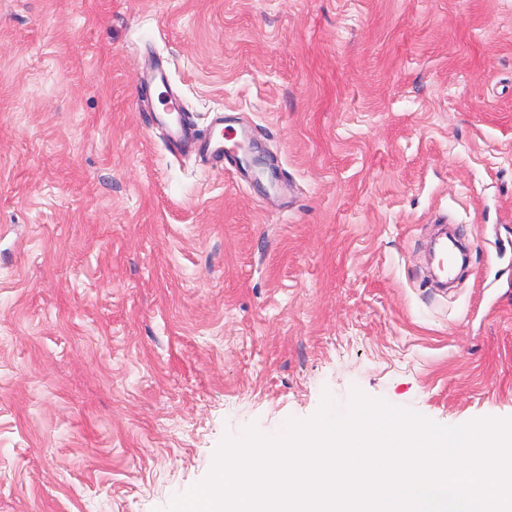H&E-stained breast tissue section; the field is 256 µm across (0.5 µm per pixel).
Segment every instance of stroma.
<instances>
[{
    "mask_svg": "<svg viewBox=\"0 0 512 512\" xmlns=\"http://www.w3.org/2000/svg\"><path fill=\"white\" fill-rule=\"evenodd\" d=\"M155 62L278 188L146 130ZM356 390L512 418V0H0V512H163Z\"/></svg>",
    "mask_w": 512,
    "mask_h": 512,
    "instance_id": "1",
    "label": "stroma"
}]
</instances>
